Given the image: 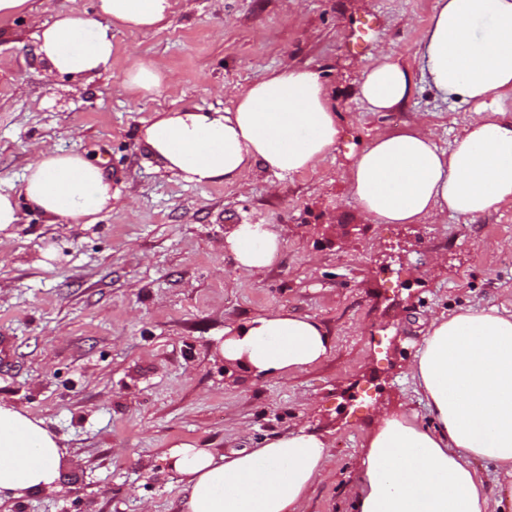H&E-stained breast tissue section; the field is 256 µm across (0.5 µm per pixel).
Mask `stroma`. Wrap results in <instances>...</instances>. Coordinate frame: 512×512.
<instances>
[{
  "instance_id": "obj_1",
  "label": "stroma",
  "mask_w": 512,
  "mask_h": 512,
  "mask_svg": "<svg viewBox=\"0 0 512 512\" xmlns=\"http://www.w3.org/2000/svg\"><path fill=\"white\" fill-rule=\"evenodd\" d=\"M70 5L29 0L0 23V185L46 146L97 161L114 199L94 224L53 223L24 204L0 233V399L39 415L66 448L53 491L0 512H178L181 484L164 460L174 444L228 453L299 427L331 454L305 512H350L376 410L400 403L431 423L407 369L427 318L512 313V204L473 221L378 224L348 194L347 170L378 132L423 114L446 149L471 115L425 83L394 112L367 111L358 96L378 46L417 67L436 0H175L160 27L115 34L108 71L52 76L34 33ZM132 50L174 81L132 98ZM285 62L318 69L337 113L336 147L315 170L199 186L145 151L154 112L230 107L225 88ZM243 223L275 225L283 239L279 260L250 275L224 251ZM275 311L315 318L332 348L255 382L217 339Z\"/></svg>"
}]
</instances>
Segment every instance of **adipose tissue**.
<instances>
[{"mask_svg": "<svg viewBox=\"0 0 512 512\" xmlns=\"http://www.w3.org/2000/svg\"><path fill=\"white\" fill-rule=\"evenodd\" d=\"M172 8V0H97L91 15L76 4L39 25L36 53L49 73L96 75L112 66L115 31H151ZM420 64L380 52L358 89L367 110L402 107L423 80L474 116L447 150L419 115L378 133L350 168L357 208L378 224H416L474 220L512 202V0H437ZM125 76L137 96L173 80L134 55ZM233 98L224 110L154 113L144 147L181 181L233 185L258 167L278 176L314 169L336 144L337 115L315 69L282 64ZM22 201L54 222L93 224L112 207V184L83 154L42 149L19 184L0 189V231L18 222ZM224 247L237 270L253 273L279 259L282 240L271 225L238 224ZM330 348L316 319L277 311L225 327L218 352L262 380L315 365ZM409 372L434 425L400 405L373 420L352 512H489L479 463L512 478V314L483 307L431 317ZM63 454L42 419L0 401V500L50 490ZM166 459L182 484L179 512H302L329 466L325 439L304 427L227 455L178 443Z\"/></svg>", "mask_w": 512, "mask_h": 512, "instance_id": "obj_1", "label": "adipose tissue"}]
</instances>
